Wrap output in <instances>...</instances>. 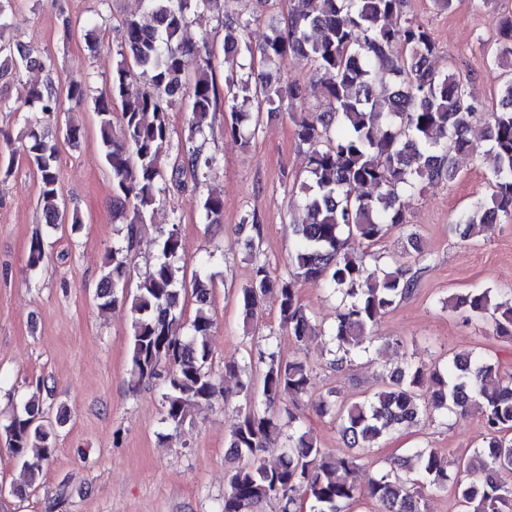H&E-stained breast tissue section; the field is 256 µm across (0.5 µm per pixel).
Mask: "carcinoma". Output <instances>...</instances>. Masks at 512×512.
Instances as JSON below:
<instances>
[{"mask_svg":"<svg viewBox=\"0 0 512 512\" xmlns=\"http://www.w3.org/2000/svg\"><path fill=\"white\" fill-rule=\"evenodd\" d=\"M148 20L122 25L108 90L90 96L84 80H72L61 93L49 80L30 91L29 111L38 114L25 131L19 152L40 181L38 202L45 223L57 228L79 224L69 211L59 185V140L75 144L79 125L62 113V96L75 104L92 102L104 159L112 175L113 208L132 217L120 243L112 246L97 288L100 307L119 303L131 313L130 382L157 380L162 386V423L178 430L192 413L211 406L218 393L213 380L209 336L211 277L195 272L186 287L178 265V223L158 243L151 268L128 291L131 252L154 214L165 185L180 188L217 174L220 160L193 146L209 127L210 114L225 100L224 133L247 146L255 138L263 111H276L283 100L294 114L295 135L307 154L303 180L307 219L298 225L288 270L278 278L264 262H256L252 280L239 293L243 323L257 319L264 298L273 293L279 304V328L298 344L311 336L324 338L338 371L370 353L372 329L382 317L413 295L417 271L397 260L394 267L371 264L367 248L407 224L404 199L423 184L453 181L456 160L470 155L488 164L491 194L475 203L454 225L467 239L512 220V12L497 21L496 39L485 46L503 69L499 107L487 110L470 82L455 73L429 67L437 45L429 28L406 16V0H290L288 16L273 20L263 45L247 38L250 21L224 19V51L235 68L224 78L225 95L215 83L211 58L203 60L193 80L188 58L195 51L182 38L192 21L217 0H146ZM291 52L309 60L320 78L302 86H282L279 77L259 71L256 63L274 64ZM39 66L53 70L50 57L40 58L0 36V76ZM141 80L145 88L132 93ZM182 86L188 97V136L173 143L170 90ZM321 98L323 110L305 107L308 96ZM484 123L480 141L466 137ZM175 153L166 170L164 155ZM206 219L218 222L224 200L208 195ZM47 244L31 240L27 266L41 267ZM316 282L336 295L335 323L322 329L300 303L298 284ZM191 294L192 320L185 321L183 303ZM465 318L488 322L496 336L512 341V300L500 301L492 287L474 288L448 300ZM260 378L240 376L235 361L224 373L239 377L240 409L230 430L227 458L231 464L222 512H255L275 502L279 512H346L368 499L376 512H425L424 493L454 485L465 512H512V487L499 482L501 469H512V379L500 374L487 353L454 354L431 366L408 363L382 377L381 386L347 404L314 396L312 369L299 359L285 361L277 351L259 356ZM339 425L344 447L375 448L394 431L418 426L426 418L476 411L486 436L469 455L448 460L433 448H411L409 455L385 460L364 485L355 476L357 457L333 455L319 447L303 427L304 403ZM293 432L288 446L274 459L264 456L279 432L281 415ZM44 410L40 392L23 396L0 423L27 483L43 473L54 449L57 427Z\"/></svg>","mask_w":512,"mask_h":512,"instance_id":"1","label":"carcinoma"}]
</instances>
